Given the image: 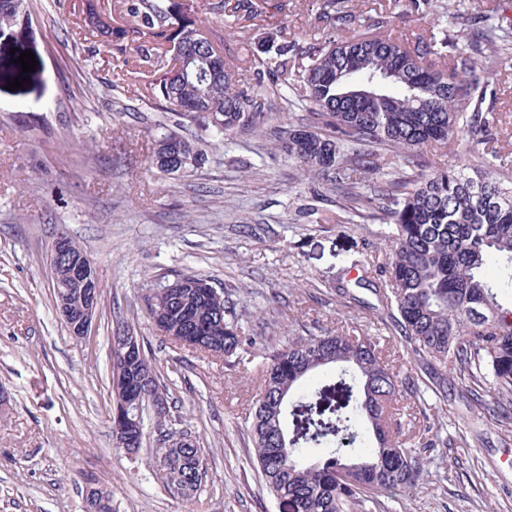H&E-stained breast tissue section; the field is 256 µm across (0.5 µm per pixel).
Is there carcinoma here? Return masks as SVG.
Returning <instances> with one entry per match:
<instances>
[{
    "mask_svg": "<svg viewBox=\"0 0 512 512\" xmlns=\"http://www.w3.org/2000/svg\"><path fill=\"white\" fill-rule=\"evenodd\" d=\"M19 0H0V30L11 25ZM133 25L102 16L99 0H82L83 29L107 46L129 39L140 60L154 68L145 91L161 111L204 127L208 112H224L229 136L256 130L270 91L258 81L241 86L224 57L207 71L194 56L210 46L202 21L178 18L167 0H120ZM344 34L332 41L268 45L284 78L281 100L297 96L314 107L309 125L288 131L282 149L307 172L326 178L343 210L366 224L384 225L390 242L382 303L416 356L447 373L470 402L500 423L512 424V173L491 148L478 163L452 165L423 175L416 149L460 137L491 144L498 119L484 112L475 93L476 55L481 46H512V27L486 17L474 40L449 34L423 35L409 44L384 34L387 21L352 29L354 14L341 17ZM398 159L384 169L381 156ZM381 179L371 195L356 190V176ZM196 274L174 280L180 287L150 314L193 327L201 350L229 359L247 341L235 304L219 306ZM55 300L79 302L82 288L67 263L55 271ZM338 378L311 389L303 383L326 367ZM144 386L155 399V426L165 433L155 475L170 489L194 499L206 474L199 440L168 426L171 397L147 353L133 368L112 361V410L126 384ZM419 392L415 378L392 365L377 338L363 331L293 340L272 351L247 433L264 486L287 512H379L387 491L410 494L424 471V454L442 443L429 431L401 439L391 421L401 400ZM493 394V402L484 393ZM345 438L362 448L341 447ZM87 512H112V492L91 486Z\"/></svg>",
    "mask_w": 512,
    "mask_h": 512,
    "instance_id": "cac0c4a2",
    "label": "carcinoma"
}]
</instances>
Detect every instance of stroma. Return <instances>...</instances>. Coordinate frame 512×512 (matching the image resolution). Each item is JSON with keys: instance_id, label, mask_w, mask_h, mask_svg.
<instances>
[{"instance_id": "stroma-1", "label": "stroma", "mask_w": 512, "mask_h": 512, "mask_svg": "<svg viewBox=\"0 0 512 512\" xmlns=\"http://www.w3.org/2000/svg\"><path fill=\"white\" fill-rule=\"evenodd\" d=\"M220 36L240 84L280 83L266 40L301 45L339 38L322 20L324 0H256L245 22L214 16L211 0H175ZM502 0H344L361 21L382 14L393 34L442 36L451 17L495 10ZM81 0H24L0 35V512H84L88 486L111 489L112 512H282L251 463L245 422L267 366L264 351L233 364L172 343L151 319L147 298L182 274L224 289L243 333L277 347L324 331L378 337L391 361L417 376L421 396L405 400L404 434L431 428L447 446L426 454L413 495L388 492L386 512H512V430L487 419L460 434L467 408L459 390L435 394L430 366L414 357L375 289L389 243L378 224H356L323 178L280 148L305 125L306 104L276 111L262 132L220 141L177 122L128 85L150 80L133 52L84 41ZM38 64L24 88L13 51ZM483 109L501 119L496 147L512 170V51L478 59ZM194 140L204 164L181 173L147 170L159 123ZM485 151L461 140L422 147L426 172L465 164ZM68 235L90 256L100 286L82 341L56 309L50 252ZM125 323L144 337L174 403L173 428L206 450V476L193 502L157 479L152 448L133 456L112 445L111 336Z\"/></svg>"}]
</instances>
